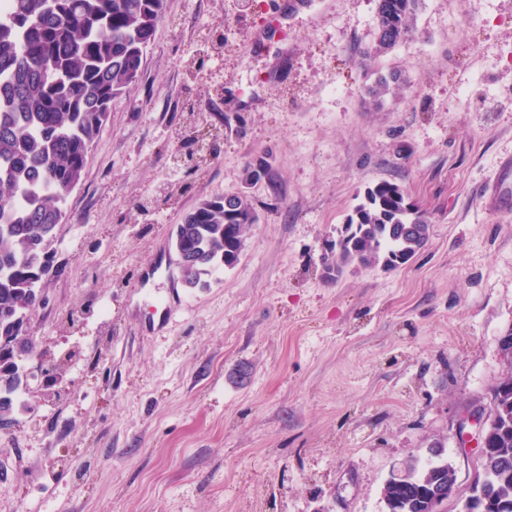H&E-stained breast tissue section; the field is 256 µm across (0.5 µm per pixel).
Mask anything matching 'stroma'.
Instances as JSON below:
<instances>
[{
	"instance_id": "1",
	"label": "stroma",
	"mask_w": 512,
	"mask_h": 512,
	"mask_svg": "<svg viewBox=\"0 0 512 512\" xmlns=\"http://www.w3.org/2000/svg\"><path fill=\"white\" fill-rule=\"evenodd\" d=\"M277 4L167 0L113 99L30 317L63 381L0 433L13 512H384L391 473L436 444L473 481L458 422L512 370V214L481 203L512 158V0H423L412 40L369 65L373 0L299 8L284 44L254 47ZM199 135L214 150L190 176L176 148ZM260 158L271 174L251 179ZM381 181L425 210L426 246L328 278L338 227ZM237 193L259 216L237 264L170 281L175 224Z\"/></svg>"
}]
</instances>
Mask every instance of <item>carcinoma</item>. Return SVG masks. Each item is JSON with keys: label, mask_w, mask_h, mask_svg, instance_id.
Returning a JSON list of instances; mask_svg holds the SVG:
<instances>
[{"label": "carcinoma", "mask_w": 512, "mask_h": 512, "mask_svg": "<svg viewBox=\"0 0 512 512\" xmlns=\"http://www.w3.org/2000/svg\"><path fill=\"white\" fill-rule=\"evenodd\" d=\"M421 0H374V42L364 61L413 36ZM166 0H12L0 12V336L25 326L46 303L44 287L55 267L51 245L67 219L70 188L81 184L88 149L112 100L140 76L142 61ZM257 213L244 194L200 200L184 216L174 246L197 261L180 269L184 284L206 287L207 277L240 258ZM430 225L402 187L381 181L369 188L338 230L329 272L350 265L398 268L425 247ZM493 426L488 455L473 488L482 493L473 512H512V374L491 390ZM447 462L415 473L413 503L450 478Z\"/></svg>", "instance_id": "cac0c4a2"}]
</instances>
